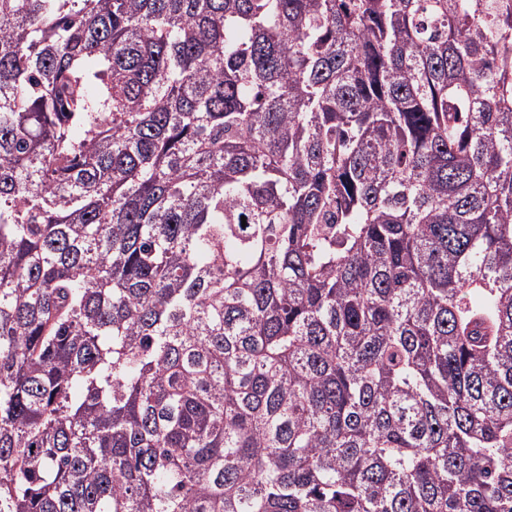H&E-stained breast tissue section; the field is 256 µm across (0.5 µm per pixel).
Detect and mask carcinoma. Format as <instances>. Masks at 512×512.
<instances>
[{
	"mask_svg": "<svg viewBox=\"0 0 512 512\" xmlns=\"http://www.w3.org/2000/svg\"><path fill=\"white\" fill-rule=\"evenodd\" d=\"M0 512H512V0H0Z\"/></svg>",
	"mask_w": 512,
	"mask_h": 512,
	"instance_id": "cac0c4a2",
	"label": "carcinoma"
}]
</instances>
